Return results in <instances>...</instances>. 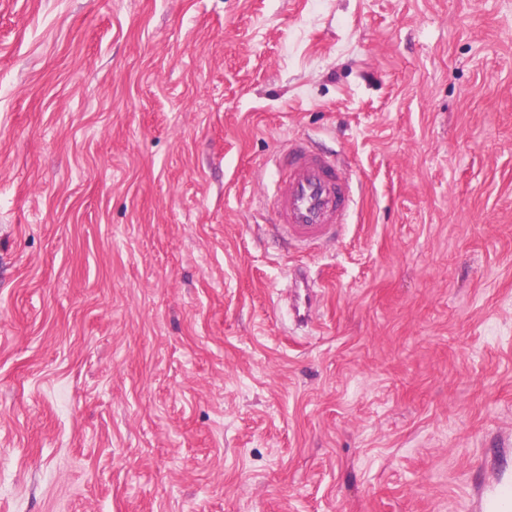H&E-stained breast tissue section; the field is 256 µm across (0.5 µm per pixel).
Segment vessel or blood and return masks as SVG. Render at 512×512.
<instances>
[{"instance_id":"1","label":"vessel or blood","mask_w":512,"mask_h":512,"mask_svg":"<svg viewBox=\"0 0 512 512\" xmlns=\"http://www.w3.org/2000/svg\"><path fill=\"white\" fill-rule=\"evenodd\" d=\"M273 190L274 221L282 241L312 244L338 234L350 202V182L338 159L291 140Z\"/></svg>"}]
</instances>
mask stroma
<instances>
[{
  "instance_id": "1",
  "label": "stroma",
  "mask_w": 512,
  "mask_h": 512,
  "mask_svg": "<svg viewBox=\"0 0 512 512\" xmlns=\"http://www.w3.org/2000/svg\"><path fill=\"white\" fill-rule=\"evenodd\" d=\"M293 138L355 183L310 250L263 194ZM497 489L512 0H0V512Z\"/></svg>"
}]
</instances>
